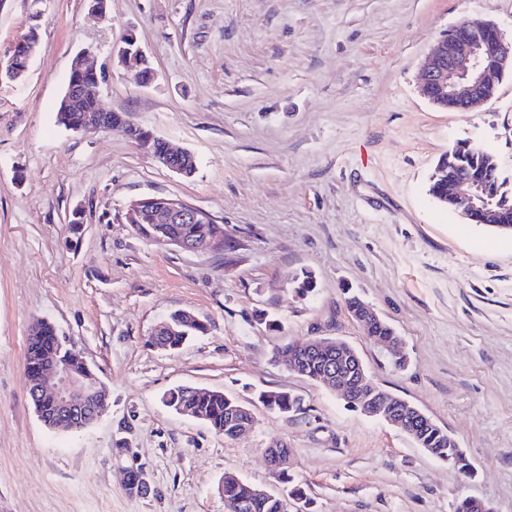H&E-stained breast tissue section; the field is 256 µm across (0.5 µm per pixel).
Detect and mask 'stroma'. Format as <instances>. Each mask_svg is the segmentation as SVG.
<instances>
[{"label": "stroma", "mask_w": 512, "mask_h": 512, "mask_svg": "<svg viewBox=\"0 0 512 512\" xmlns=\"http://www.w3.org/2000/svg\"><path fill=\"white\" fill-rule=\"evenodd\" d=\"M466 17L512 38V0H108L104 21L85 0H0V56L39 32L25 77L0 83V512H225V473L282 493L264 458L274 441L310 512H455L466 496L512 512V234L427 192L438 158L465 142L512 179V76L468 111L419 92L431 47ZM130 30L150 84L115 56ZM83 49L102 108L194 152L193 176L122 130L57 123ZM149 196L209 212L223 249L143 237L128 210ZM305 269L315 289L301 297ZM346 288L403 339L407 368L351 318ZM178 309L205 333L154 348L151 330ZM37 319L109 389L108 413L82 431L47 430L33 410ZM308 336L351 344L381 388L447 428L473 478L275 358ZM181 385L253 402V430L227 439L166 407ZM259 390L299 395L304 411H268ZM134 464L142 495L126 488Z\"/></svg>", "instance_id": "35a3bbf8"}]
</instances>
